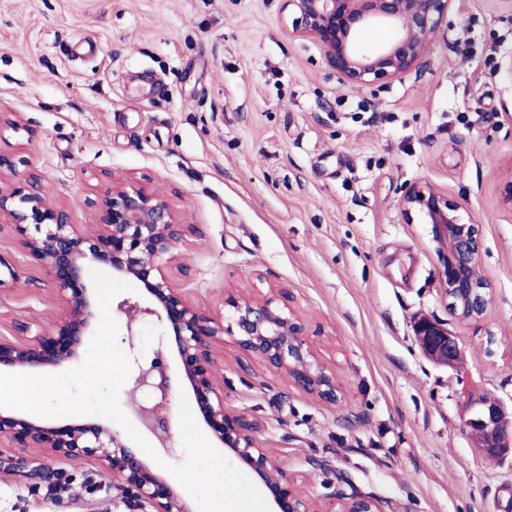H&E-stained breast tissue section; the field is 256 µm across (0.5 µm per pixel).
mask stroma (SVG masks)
<instances>
[{
	"label": "stroma",
	"instance_id": "35a3bbf8",
	"mask_svg": "<svg viewBox=\"0 0 512 512\" xmlns=\"http://www.w3.org/2000/svg\"><path fill=\"white\" fill-rule=\"evenodd\" d=\"M285 21L283 0H0V152L83 230L113 179L163 191L184 226L164 273L202 308L288 289L340 401L229 338L216 382L302 493L512 512V463L480 456L462 423L468 392L512 398V0H455L422 67L386 86H342ZM416 183L481 226V323L450 314L442 247L402 217ZM20 239L0 228V336L25 342L56 306ZM421 313L455 333L457 370L421 354ZM0 457L17 463L0 468V512H132L92 462Z\"/></svg>",
	"mask_w": 512,
	"mask_h": 512
}]
</instances>
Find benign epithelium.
Listing matches in <instances>:
<instances>
[{
    "mask_svg": "<svg viewBox=\"0 0 512 512\" xmlns=\"http://www.w3.org/2000/svg\"><path fill=\"white\" fill-rule=\"evenodd\" d=\"M453 0H285L288 34L312 40L326 65L347 87L387 84L423 63L430 40ZM373 26L393 29V37L368 51L360 42ZM99 222L80 232L69 211L45 204L39 179L17 170L15 159L0 153V217L25 234L24 253L55 285L60 313L50 327L26 343L0 336V370H43L76 358L91 335L97 306L87 283L91 265L133 280L148 293V304L124 299L115 311L125 318L135 382L155 390L157 401L141 406V417L155 435L170 439L165 413L171 397L170 370L187 386L197 413L215 439L255 476L269 496L272 512H379L366 498L342 490L323 497L300 493L279 462L261 446V420L224 404L215 384L220 365L213 346L228 336L264 369L285 378L325 403L339 401L336 371L311 351L300 313L283 288L264 295L224 299L227 315L218 317L195 305L162 273L183 237V225L167 196L158 189L112 182L98 202ZM408 224H429L443 251L442 292L448 308L464 321L478 322L491 303V282L476 276L482 238L467 206L427 183L412 185L402 199ZM156 320L158 343L174 352L171 366L158 351L146 363L133 341L135 325ZM413 334L423 355L455 369L461 346L445 324L429 317L414 321ZM463 424L475 447L490 460L512 455V403L470 393L463 402ZM54 457L94 461L111 476L112 487L135 503L137 512H191L187 501L154 463L119 430L86 422L52 426L21 413L0 410V444Z\"/></svg>",
    "mask_w": 512,
    "mask_h": 512,
    "instance_id": "obj_1",
    "label": "benign epithelium"
}]
</instances>
